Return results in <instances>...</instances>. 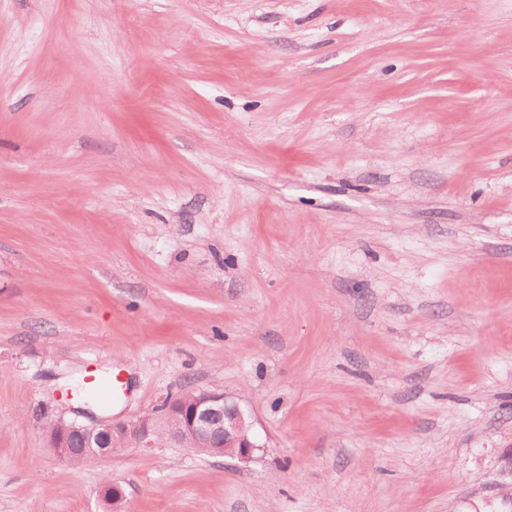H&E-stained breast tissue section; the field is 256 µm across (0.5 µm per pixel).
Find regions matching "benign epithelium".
<instances>
[{
    "instance_id": "7a95c632",
    "label": "benign epithelium",
    "mask_w": 512,
    "mask_h": 512,
    "mask_svg": "<svg viewBox=\"0 0 512 512\" xmlns=\"http://www.w3.org/2000/svg\"><path fill=\"white\" fill-rule=\"evenodd\" d=\"M158 414L169 418L165 441L181 447L207 448L213 455H227L240 463L257 459L264 448L252 432L250 415L232 393L222 389H198L186 401L168 395L160 404ZM125 446L155 448L159 445L154 419L138 416L124 420H106L97 425L73 421L56 436L55 452L69 461L77 454V442L85 448L98 449L99 456H110L111 442ZM125 508L123 486L114 481L101 490V497Z\"/></svg>"
}]
</instances>
